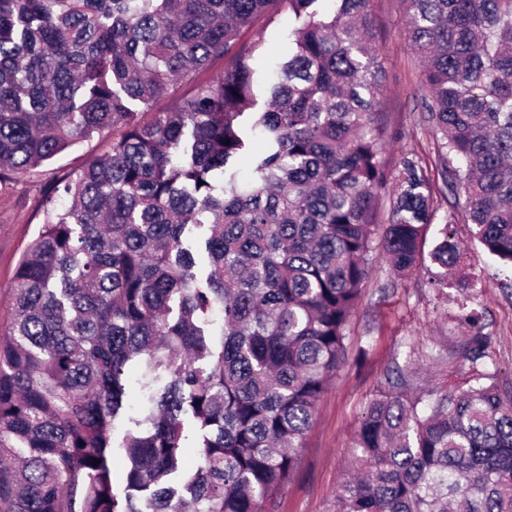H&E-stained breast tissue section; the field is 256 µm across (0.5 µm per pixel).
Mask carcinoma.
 <instances>
[{
	"instance_id": "carcinoma-1",
	"label": "carcinoma",
	"mask_w": 512,
	"mask_h": 512,
	"mask_svg": "<svg viewBox=\"0 0 512 512\" xmlns=\"http://www.w3.org/2000/svg\"><path fill=\"white\" fill-rule=\"evenodd\" d=\"M402 3L448 192L512 265V0ZM370 4L0 0V181L112 130L49 189L14 271L0 512H269L344 360L381 192L398 274L437 212L419 159L386 158ZM285 11L288 54L260 71L245 36ZM454 222L428 252L439 290L470 287ZM487 345L465 340L474 362ZM134 360L148 407L117 443ZM398 386L368 405L335 512H512V383Z\"/></svg>"
}]
</instances>
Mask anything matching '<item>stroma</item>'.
<instances>
[{"mask_svg":"<svg viewBox=\"0 0 512 512\" xmlns=\"http://www.w3.org/2000/svg\"><path fill=\"white\" fill-rule=\"evenodd\" d=\"M375 50L385 81V112L395 131L391 158H419L435 187H442L435 136L420 105L416 55L406 38L399 0H373ZM111 133L94 136L61 153L50 164L0 182V328L11 317L10 283L27 244L43 222L44 186L102 152ZM473 224L457 211L453 226L464 265L475 278V321L463 319V293L429 288L422 271L394 274L373 263L348 327L345 360L331 378L298 453V467L279 492L272 512H333L336 493L351 474L354 440L368 404L392 391L394 366L410 372L409 393H432L474 383L496 372L512 382V268L501 266L473 237ZM490 337L486 356L467 358L463 343L474 330Z\"/></svg>","mask_w":512,"mask_h":512,"instance_id":"stroma-1","label":"stroma"}]
</instances>
